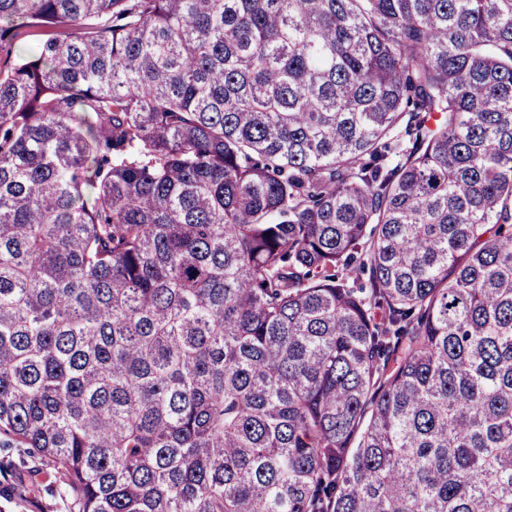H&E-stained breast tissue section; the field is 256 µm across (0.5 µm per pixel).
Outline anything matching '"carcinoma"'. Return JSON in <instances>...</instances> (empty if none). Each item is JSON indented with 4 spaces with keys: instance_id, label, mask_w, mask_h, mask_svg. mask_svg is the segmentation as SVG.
I'll use <instances>...</instances> for the list:
<instances>
[{
    "instance_id": "1",
    "label": "carcinoma",
    "mask_w": 512,
    "mask_h": 512,
    "mask_svg": "<svg viewBox=\"0 0 512 512\" xmlns=\"http://www.w3.org/2000/svg\"><path fill=\"white\" fill-rule=\"evenodd\" d=\"M4 44L1 448L78 512H512V0H0Z\"/></svg>"
}]
</instances>
